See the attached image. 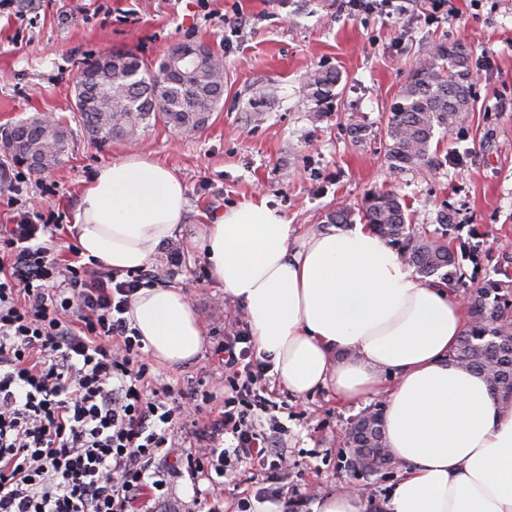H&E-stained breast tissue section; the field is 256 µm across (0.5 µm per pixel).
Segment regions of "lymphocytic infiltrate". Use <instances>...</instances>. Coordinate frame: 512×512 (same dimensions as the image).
<instances>
[{
	"instance_id": "f902f5d3",
	"label": "lymphocytic infiltrate",
	"mask_w": 512,
	"mask_h": 512,
	"mask_svg": "<svg viewBox=\"0 0 512 512\" xmlns=\"http://www.w3.org/2000/svg\"><path fill=\"white\" fill-rule=\"evenodd\" d=\"M56 229L24 209L0 231V512H169L178 479L216 488L243 463L283 471L280 426L261 428L276 404L249 336L214 350L223 411L207 391L154 387L126 313L159 273L120 281L95 261L60 263ZM226 434L231 448H218Z\"/></svg>"
}]
</instances>
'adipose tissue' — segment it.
Segmentation results:
<instances>
[{"label":"adipose tissue","instance_id":"1","mask_svg":"<svg viewBox=\"0 0 512 512\" xmlns=\"http://www.w3.org/2000/svg\"><path fill=\"white\" fill-rule=\"evenodd\" d=\"M186 204L167 166L134 155L97 169L69 231L84 258L123 277L174 238ZM202 249L290 393L328 389L344 402L385 393V443L404 470L387 512H512V403L450 360L468 314L446 288L417 279L361 224L290 243L288 223L263 201L204 225ZM127 319L165 364L204 346L198 313L175 286L141 287Z\"/></svg>","mask_w":512,"mask_h":512}]
</instances>
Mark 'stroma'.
Returning a JSON list of instances; mask_svg holds the SVG:
<instances>
[{"mask_svg": "<svg viewBox=\"0 0 512 512\" xmlns=\"http://www.w3.org/2000/svg\"><path fill=\"white\" fill-rule=\"evenodd\" d=\"M183 42L205 44L224 62V97L208 125L185 137L159 121L133 144L91 140L75 109L83 62L121 49L156 63ZM452 46L473 75L469 118L456 130L436 129L429 162L393 169L391 106L419 59ZM320 68L341 75L326 107L301 92ZM46 114L70 128L69 154L39 175L0 150V225L15 213L9 182L22 178L23 204L60 213L55 255L64 261L74 244L72 212L97 167L145 154L172 169L188 198L176 235L182 259L162 247L150 264L193 303L207 342L192 361H157L152 372L178 388L203 385L215 408L224 404V378L214 347L249 324L242 303L210 277L200 233L231 206L266 201L298 240L334 232L326 214L360 211L369 194L391 190L420 232L436 236L452 226L469 284L512 281V0H450L437 13L419 0L408 14L397 0L356 9L344 0H0V128ZM267 382L287 428L281 445L290 467L281 484L299 512L356 485L367 489L364 512H382L399 466L374 475L352 468L344 441L383 398L345 404L326 389L298 397L275 376ZM267 485L263 471L242 466L224 487L222 512H238L241 499Z\"/></svg>", "mask_w": 512, "mask_h": 512, "instance_id": "stroma-1", "label": "stroma"}]
</instances>
